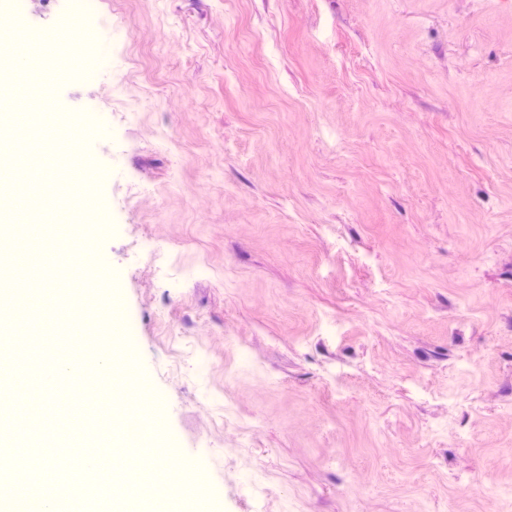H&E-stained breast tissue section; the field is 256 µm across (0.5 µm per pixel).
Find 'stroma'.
Returning a JSON list of instances; mask_svg holds the SVG:
<instances>
[{"mask_svg":"<svg viewBox=\"0 0 512 512\" xmlns=\"http://www.w3.org/2000/svg\"><path fill=\"white\" fill-rule=\"evenodd\" d=\"M107 228L115 375L199 512H512V0H28ZM112 89L98 94L99 85Z\"/></svg>","mask_w":512,"mask_h":512,"instance_id":"stroma-1","label":"stroma"}]
</instances>
